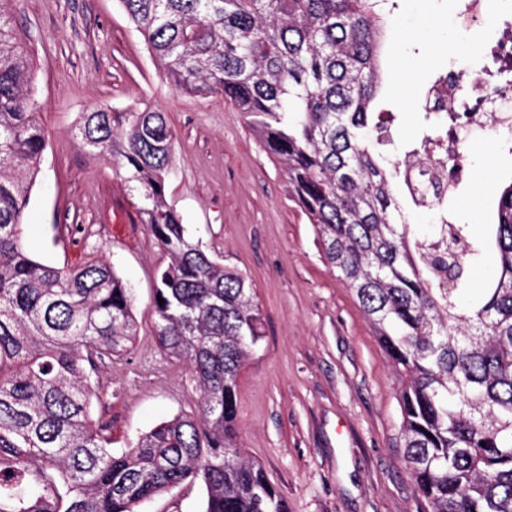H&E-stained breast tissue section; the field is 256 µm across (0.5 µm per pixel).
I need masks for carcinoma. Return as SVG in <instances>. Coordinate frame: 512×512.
I'll list each match as a JSON object with an SVG mask.
<instances>
[{
  "mask_svg": "<svg viewBox=\"0 0 512 512\" xmlns=\"http://www.w3.org/2000/svg\"><path fill=\"white\" fill-rule=\"evenodd\" d=\"M13 2L0 0V512H137L187 481L203 487V512H288L238 443V377L263 339L260 310L247 277L193 240L168 201L174 134L150 106L83 112L77 136L137 192L168 258L154 336L189 366L199 405L112 452L89 376L137 336L131 290L103 258L56 267L22 245L45 137ZM119 2L165 74L229 99L284 173L400 376L404 462L429 512H512V183L480 237L458 187L429 196L413 178L423 147L472 103L425 97L418 134L395 140L398 113L377 101L390 0ZM421 209L457 253L414 231ZM467 268L492 274L473 288Z\"/></svg>",
  "mask_w": 512,
  "mask_h": 512,
  "instance_id": "1",
  "label": "carcinoma"
}]
</instances>
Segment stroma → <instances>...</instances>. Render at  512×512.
<instances>
[{
    "label": "stroma",
    "mask_w": 512,
    "mask_h": 512,
    "mask_svg": "<svg viewBox=\"0 0 512 512\" xmlns=\"http://www.w3.org/2000/svg\"><path fill=\"white\" fill-rule=\"evenodd\" d=\"M465 0H397L400 29L381 56L398 138L416 131L419 93L437 74L476 69L512 0H486L462 19ZM16 22L34 71L46 148L32 186L23 242L57 267L104 257L133 290L138 336L95 382V417L113 452L190 409L188 367L153 336L155 274L167 257L112 162L76 138L81 112L149 105L174 132L167 185L193 238L249 279L264 338L238 388V441L260 462L289 512H424L405 469L398 378L353 291L329 269L285 177L224 97L180 90L150 57L118 0H18ZM459 206L475 231L495 221V189L512 183V153L473 126ZM200 484L186 483L138 512H202Z\"/></svg>",
    "instance_id": "obj_1"
}]
</instances>
